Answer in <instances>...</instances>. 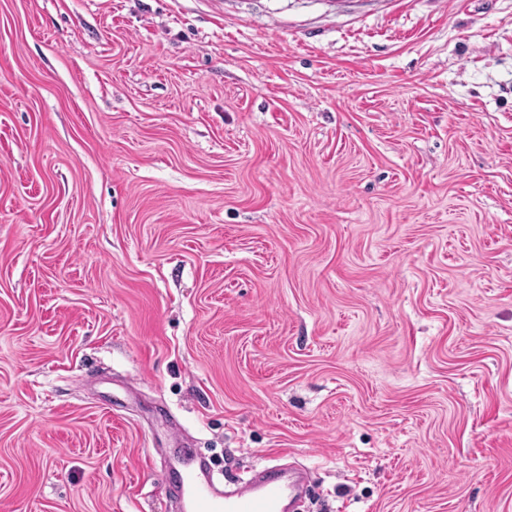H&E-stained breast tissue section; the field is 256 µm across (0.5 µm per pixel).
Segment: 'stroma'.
<instances>
[{
    "instance_id": "obj_1",
    "label": "stroma",
    "mask_w": 512,
    "mask_h": 512,
    "mask_svg": "<svg viewBox=\"0 0 512 512\" xmlns=\"http://www.w3.org/2000/svg\"><path fill=\"white\" fill-rule=\"evenodd\" d=\"M512 512V0H0V512ZM204 459L185 458L175 475L185 489L191 512H286L297 509L298 492L307 475L304 468L282 465L253 471L246 484L234 491L217 488L206 478Z\"/></svg>"
}]
</instances>
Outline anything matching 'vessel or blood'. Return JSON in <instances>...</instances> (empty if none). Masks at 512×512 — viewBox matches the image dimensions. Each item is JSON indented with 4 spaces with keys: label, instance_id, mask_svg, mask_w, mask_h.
I'll use <instances>...</instances> for the list:
<instances>
[{
    "label": "vessel or blood",
    "instance_id": "vessel-or-blood-1",
    "mask_svg": "<svg viewBox=\"0 0 512 512\" xmlns=\"http://www.w3.org/2000/svg\"><path fill=\"white\" fill-rule=\"evenodd\" d=\"M206 470L205 460L193 457L181 460L175 470L190 512H296L306 475L302 468L266 466L254 470L243 487L226 491L207 479Z\"/></svg>",
    "mask_w": 512,
    "mask_h": 512
}]
</instances>
